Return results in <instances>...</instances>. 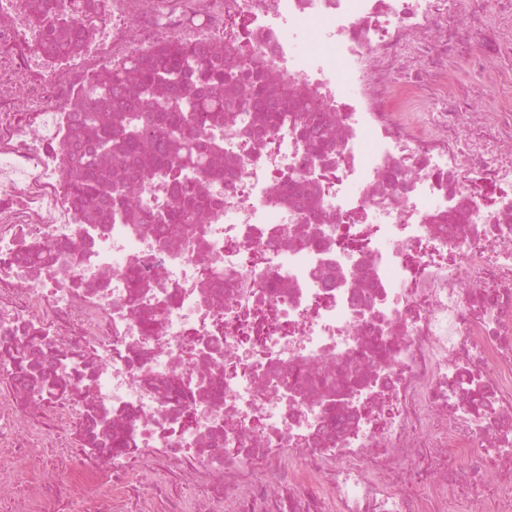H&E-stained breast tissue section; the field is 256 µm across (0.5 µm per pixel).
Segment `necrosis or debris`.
<instances>
[{
    "instance_id": "obj_1",
    "label": "necrosis or debris",
    "mask_w": 512,
    "mask_h": 512,
    "mask_svg": "<svg viewBox=\"0 0 512 512\" xmlns=\"http://www.w3.org/2000/svg\"><path fill=\"white\" fill-rule=\"evenodd\" d=\"M179 43L249 45L328 136L218 116L231 178L130 179L162 218L200 186L166 239L67 175L77 114L120 133L89 88ZM0 448L43 461L0 512H512V0H0ZM42 37L52 42L60 52H66L75 40L72 31L67 30L65 22L57 20L43 26Z\"/></svg>"
}]
</instances>
